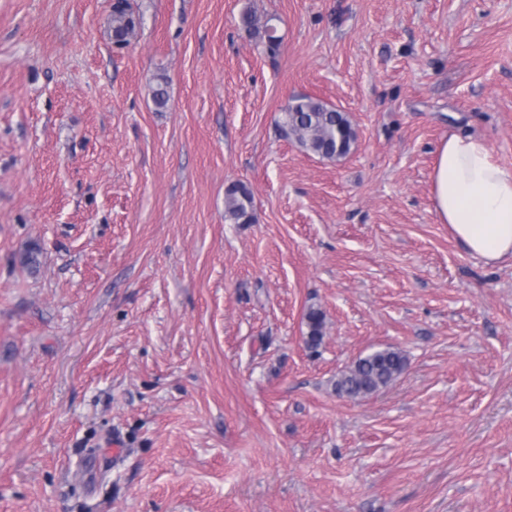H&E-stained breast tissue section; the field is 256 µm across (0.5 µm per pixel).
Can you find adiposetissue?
Instances as JSON below:
<instances>
[{
  "label": "adipose tissue",
  "mask_w": 512,
  "mask_h": 512,
  "mask_svg": "<svg viewBox=\"0 0 512 512\" xmlns=\"http://www.w3.org/2000/svg\"><path fill=\"white\" fill-rule=\"evenodd\" d=\"M431 184L439 222L470 253L489 264L512 260V168L484 139L454 133L443 140Z\"/></svg>",
  "instance_id": "ef3b65f1"
}]
</instances>
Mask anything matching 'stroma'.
Masks as SVG:
<instances>
[{"label":"stroma","mask_w":512,"mask_h":512,"mask_svg":"<svg viewBox=\"0 0 512 512\" xmlns=\"http://www.w3.org/2000/svg\"><path fill=\"white\" fill-rule=\"evenodd\" d=\"M129 2L120 47L111 0H0V512H512V261L431 192L453 133L512 167V0ZM307 95L346 157L283 135ZM125 1L123 8L116 7L112 10V31L113 37L118 45L126 44L133 36L137 28V21L129 12L128 4ZM282 129L303 149L327 159L347 156L357 137L346 112L311 96L296 98L288 104ZM254 197L244 185L230 186L224 196V219L233 224H249L253 217ZM305 319L307 325V334L305 336L306 347L312 353H317L324 337V313L319 308L310 307L305 314ZM407 365L408 357L402 350L392 346L375 349L337 374L333 389L338 395L365 398L388 387Z\"/></svg>","instance_id":"stroma-1"}]
</instances>
